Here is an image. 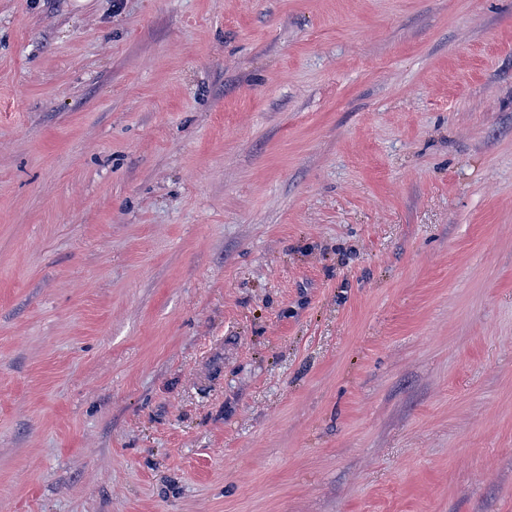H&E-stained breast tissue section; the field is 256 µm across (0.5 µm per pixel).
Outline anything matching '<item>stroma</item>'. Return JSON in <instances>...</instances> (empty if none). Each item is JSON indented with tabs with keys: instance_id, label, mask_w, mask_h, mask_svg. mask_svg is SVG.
<instances>
[{
	"instance_id": "obj_1",
	"label": "stroma",
	"mask_w": 512,
	"mask_h": 512,
	"mask_svg": "<svg viewBox=\"0 0 512 512\" xmlns=\"http://www.w3.org/2000/svg\"><path fill=\"white\" fill-rule=\"evenodd\" d=\"M0 512H512V0H0Z\"/></svg>"
}]
</instances>
